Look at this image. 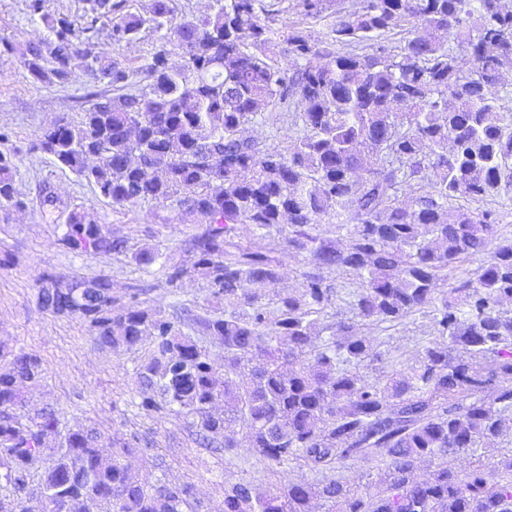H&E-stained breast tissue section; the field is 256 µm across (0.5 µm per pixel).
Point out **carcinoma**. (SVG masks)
Instances as JSON below:
<instances>
[{"instance_id":"carcinoma-1","label":"carcinoma","mask_w":512,"mask_h":512,"mask_svg":"<svg viewBox=\"0 0 512 512\" xmlns=\"http://www.w3.org/2000/svg\"><path fill=\"white\" fill-rule=\"evenodd\" d=\"M84 31L123 8L88 0ZM501 0H362L331 27L337 44L371 52L322 51L297 31L271 27L279 10L267 0H214L213 11L172 26V0H154L149 15L113 23L117 43L146 28H170L185 63L166 50L145 67L139 93L93 96L79 119L43 130L37 148L93 184L115 206L154 202L197 218L192 263L169 266L173 282L199 272L224 314L194 324L224 350L219 373L198 341L145 308L115 301L107 278L53 280L39 289L42 308L88 320L97 340L128 350L144 338L153 351L139 379L146 412L190 417L206 446L238 447L229 424L246 429L248 450L283 464L300 460L324 473L263 492L224 489V512H512V456L489 470L472 461L448 465L497 438L512 411V242L501 240L489 211H461L448 223V199L493 196L512 183V113L497 82L512 57V16ZM421 24L442 35L407 38L393 50L372 41ZM54 39L32 44L24 67L39 83L64 84L79 73L114 90L129 75L105 63L68 20L51 22ZM325 57L323 64L312 59ZM294 108L302 134L282 149L245 145L241 132L270 106ZM455 149L448 152V142ZM11 157L0 151V204L15 199ZM425 194L398 199L403 185ZM350 220L339 247L322 236L319 218ZM288 224V237L265 251L234 243L239 224L267 236ZM64 245L78 252L123 253L126 244L75 213ZM281 253L310 265L297 295L267 297L281 279ZM477 258L475 277L447 288L448 271ZM349 277L347 306L357 322L391 324L416 312L430 316L433 338L411 371H381L362 380L372 345L354 324L324 323L339 299L320 274ZM341 337L323 339L327 330ZM483 357L477 371L469 362ZM0 481L16 491L44 451L52 464L40 479L44 512H200L191 483L147 485L137 478L136 449L126 442L105 458L91 428L70 430L55 448V412L20 413L26 384L43 380L41 360L0 346ZM161 400L155 399V394ZM224 412L215 411L217 404ZM361 457L383 464L379 482L362 489L329 476ZM433 465L428 476L416 464Z\"/></svg>"}]
</instances>
